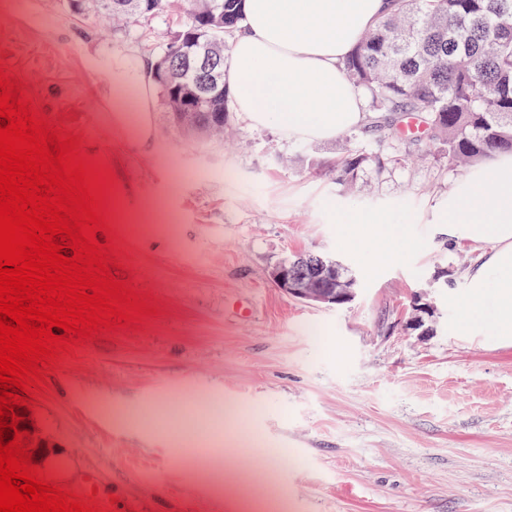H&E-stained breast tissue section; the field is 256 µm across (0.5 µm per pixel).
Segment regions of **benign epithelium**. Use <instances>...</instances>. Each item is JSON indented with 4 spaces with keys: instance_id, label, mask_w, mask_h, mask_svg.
I'll return each instance as SVG.
<instances>
[{
    "instance_id": "obj_1",
    "label": "benign epithelium",
    "mask_w": 512,
    "mask_h": 512,
    "mask_svg": "<svg viewBox=\"0 0 512 512\" xmlns=\"http://www.w3.org/2000/svg\"><path fill=\"white\" fill-rule=\"evenodd\" d=\"M192 57V68L176 66L170 55H164L160 60L159 75L168 88V105L173 112H198L201 106L214 98L224 88L221 72V57L216 46L191 38L186 49ZM343 266L340 263H328L323 257H310L303 264L295 277L288 276V270L280 265L272 272V279L286 294L306 302L338 308L352 300L356 291L350 284L356 282L352 275L341 280ZM330 280L343 284L336 290L322 288V281Z\"/></svg>"
}]
</instances>
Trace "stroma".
I'll list each match as a JSON object with an SVG mask.
<instances>
[{
	"label": "stroma",
	"instance_id": "obj_1",
	"mask_svg": "<svg viewBox=\"0 0 512 512\" xmlns=\"http://www.w3.org/2000/svg\"><path fill=\"white\" fill-rule=\"evenodd\" d=\"M184 18L170 0L119 33L57 0H0V68L111 167L121 262L159 310L47 372L45 477L106 512H512V335L493 295L474 308L464 286L490 247L449 245L432 219L459 171L433 154L348 189L327 167L372 137L287 140L232 110L223 136L192 137L156 93L152 134L134 138L112 63H146ZM349 202L413 221L380 248L337 223ZM295 253L336 256L356 298L285 294L271 270ZM417 298L436 314L408 331Z\"/></svg>",
	"mask_w": 512,
	"mask_h": 512
}]
</instances>
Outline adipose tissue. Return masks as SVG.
I'll return each instance as SVG.
<instances>
[{
  "label": "adipose tissue",
  "instance_id": "adipose-tissue-1",
  "mask_svg": "<svg viewBox=\"0 0 512 512\" xmlns=\"http://www.w3.org/2000/svg\"><path fill=\"white\" fill-rule=\"evenodd\" d=\"M386 0H245L226 79L252 127L328 141L363 124L366 105L342 62L380 20ZM449 240L489 244L470 269L472 302L494 293L500 335L512 334V155L471 168L436 209Z\"/></svg>",
  "mask_w": 512,
  "mask_h": 512
}]
</instances>
